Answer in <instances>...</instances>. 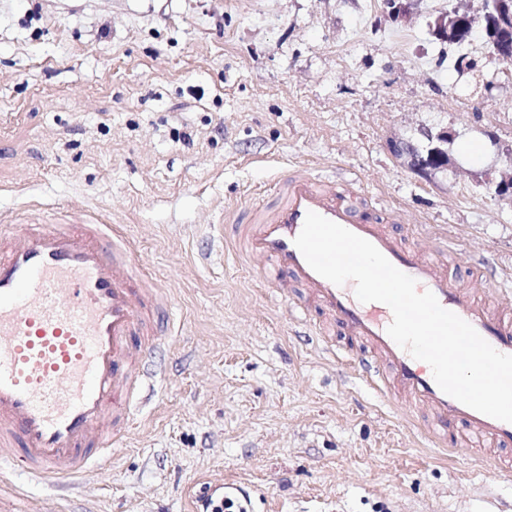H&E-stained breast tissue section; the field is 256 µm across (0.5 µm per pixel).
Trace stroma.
I'll list each match as a JSON object with an SVG mask.
<instances>
[{
	"mask_svg": "<svg viewBox=\"0 0 512 512\" xmlns=\"http://www.w3.org/2000/svg\"><path fill=\"white\" fill-rule=\"evenodd\" d=\"M421 0H0V219H106L164 288L165 338L112 443L66 483L0 476V512H197L229 483L248 512H512V471L435 447L409 399L321 347L293 286L276 298L221 222L271 204L296 168L357 183L394 231L447 245L449 275L512 282V73L481 38L457 52ZM445 127L446 175L388 148Z\"/></svg>",
	"mask_w": 512,
	"mask_h": 512,
	"instance_id": "stroma-1",
	"label": "stroma"
}]
</instances>
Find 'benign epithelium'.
<instances>
[{"label": "benign epithelium", "instance_id": "1", "mask_svg": "<svg viewBox=\"0 0 512 512\" xmlns=\"http://www.w3.org/2000/svg\"><path fill=\"white\" fill-rule=\"evenodd\" d=\"M419 0H397L396 11L392 18L396 21H408ZM487 7L477 13L441 12L434 21L433 34L441 41H460L461 34L467 28L482 29L487 26ZM492 53L502 62L512 61V11L498 8L495 14V36L492 40ZM418 141L405 138H393L389 149L393 156L414 174L425 180H433L437 174L448 171L449 133L445 129L435 131L430 127L418 130ZM496 196L512 201V168L502 173L494 183Z\"/></svg>", "mask_w": 512, "mask_h": 512}]
</instances>
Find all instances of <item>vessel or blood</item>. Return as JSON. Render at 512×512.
Instances as JSON below:
<instances>
[{
    "label": "vessel or blood",
    "mask_w": 512,
    "mask_h": 512,
    "mask_svg": "<svg viewBox=\"0 0 512 512\" xmlns=\"http://www.w3.org/2000/svg\"><path fill=\"white\" fill-rule=\"evenodd\" d=\"M277 186L275 206L253 211L248 223L229 225L236 251L264 259L262 276L278 294L293 284L305 288L322 318L317 335H339L343 354L363 373L424 406L437 444L454 445L468 431L512 445V423L446 395L431 367L389 337L393 314L386 304L360 302L354 289L318 275L294 240L310 211L345 227L510 355L512 314L491 312L478 289L449 276L444 257L387 230L381 209L363 203L354 182L291 170ZM130 250V242L104 223L0 225L1 460L17 457L30 475L71 479L111 447L101 422L126 419L128 392L152 355L156 322L171 306L131 263Z\"/></svg>",
    "instance_id": "obj_1"
}]
</instances>
